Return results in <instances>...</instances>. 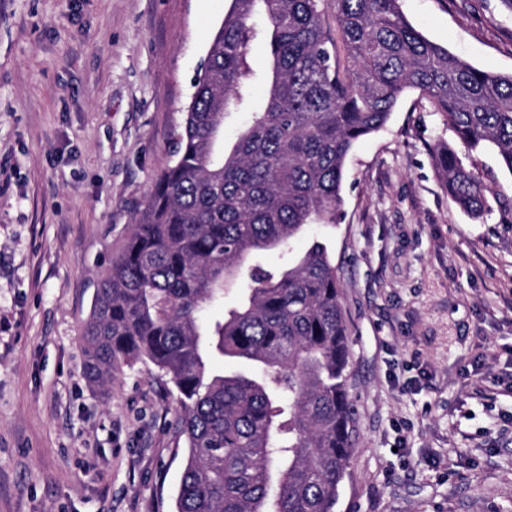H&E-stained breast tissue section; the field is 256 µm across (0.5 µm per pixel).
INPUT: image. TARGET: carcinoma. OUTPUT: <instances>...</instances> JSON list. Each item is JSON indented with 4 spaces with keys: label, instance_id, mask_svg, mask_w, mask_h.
I'll list each match as a JSON object with an SVG mask.
<instances>
[{
    "label": "carcinoma",
    "instance_id": "obj_1",
    "mask_svg": "<svg viewBox=\"0 0 512 512\" xmlns=\"http://www.w3.org/2000/svg\"><path fill=\"white\" fill-rule=\"evenodd\" d=\"M255 41L271 58L258 109ZM407 90L469 152L492 149L512 173V74L429 40L400 0H231L212 34L175 160L83 326L90 383L144 360L177 393L187 462L175 512H334L354 447L350 326L328 238L299 253L292 243L336 224L353 146L387 125ZM249 110L221 145L225 120ZM432 156L456 205L488 211L487 188L453 148L437 143ZM271 251L288 254L276 271L257 261ZM226 293L224 316L204 318ZM220 357L247 370L218 372Z\"/></svg>",
    "mask_w": 512,
    "mask_h": 512
}]
</instances>
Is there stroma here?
<instances>
[{"label":"stroma","instance_id":"1","mask_svg":"<svg viewBox=\"0 0 512 512\" xmlns=\"http://www.w3.org/2000/svg\"><path fill=\"white\" fill-rule=\"evenodd\" d=\"M230 0H0V512H173L178 405L151 363L84 373L98 279L172 163ZM430 40L512 74L501 0H401ZM462 144L418 92L346 162L329 237L357 416L335 512H512V173L467 156L490 209L450 201ZM434 164L442 174L450 199L464 211L480 216L488 211L487 188L465 166L451 147L436 143L432 148Z\"/></svg>","mask_w":512,"mask_h":512}]
</instances>
